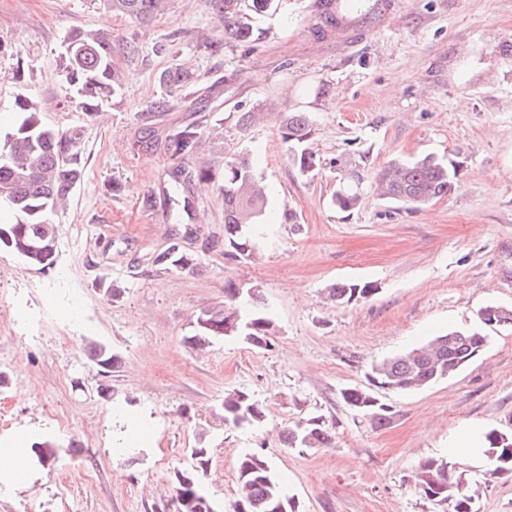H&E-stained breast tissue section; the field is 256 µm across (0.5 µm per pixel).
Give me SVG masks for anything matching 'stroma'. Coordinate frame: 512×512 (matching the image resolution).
<instances>
[{
	"instance_id": "stroma-1",
	"label": "stroma",
	"mask_w": 512,
	"mask_h": 512,
	"mask_svg": "<svg viewBox=\"0 0 512 512\" xmlns=\"http://www.w3.org/2000/svg\"><path fill=\"white\" fill-rule=\"evenodd\" d=\"M395 2L385 22L344 43L313 0H281L257 20L256 50L213 56L205 43L222 28L210 0H168L146 24L106 0H0V127L17 94L32 95L48 126L81 129L84 162L53 217L54 267L0 250V443L49 435L59 445L53 466L0 491V512H164L200 441L202 481L220 512H233L246 453L271 460L297 512H441L415 493L412 474L450 455L467 428L512 429V329H492L452 378L378 390L391 413L383 428L340 398L367 386L371 363L475 328L486 305L512 308V0ZM76 28L141 47L118 60L120 94L91 112L60 67ZM175 64L214 89L200 155L213 179L186 186L189 211L145 210L143 194L169 190V164L132 142L140 113L167 92L160 73ZM243 112L261 118L243 126ZM291 112L310 118L313 172L293 165L281 138ZM428 154L457 162L455 192L417 208L378 196L375 176L389 162ZM232 159L251 161L271 191L246 262L208 246L224 238ZM351 183L360 202L339 211L331 197ZM175 243L197 254L195 270L150 264ZM228 280L258 287L275 323L269 348L238 337L202 352L187 344L198 314L223 305ZM338 282L374 292L334 305ZM91 340L118 354L111 374L88 360ZM233 390L265 405L262 425L225 424ZM315 416L331 447H285L286 429ZM126 442L140 455L118 453ZM452 457L476 489L475 512H512V474L491 478L487 463Z\"/></svg>"
}]
</instances>
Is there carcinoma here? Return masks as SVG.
<instances>
[{
  "instance_id": "cac0c4a2",
  "label": "carcinoma",
  "mask_w": 512,
  "mask_h": 512,
  "mask_svg": "<svg viewBox=\"0 0 512 512\" xmlns=\"http://www.w3.org/2000/svg\"><path fill=\"white\" fill-rule=\"evenodd\" d=\"M112 10L141 23L150 21L164 9L166 0H107ZM224 36L207 42L212 55H220L224 48L235 45L249 51L259 40L254 19L277 8V0H211ZM68 39L74 44L73 53L65 54L64 72L75 89L80 105L89 112L99 102L118 95L123 84L122 73L114 61V52L134 56L139 53L134 42L116 49L109 34L101 31L73 30ZM169 96L174 97L192 87L193 75L179 66H171L161 73ZM170 109V100L156 103L141 116L146 135L135 146L151 145L156 114ZM15 118L6 129H0V208L12 213L13 220H0V248L19 256L27 265L38 270L53 266L57 252V225L52 216L71 196L83 174L81 159L75 147L81 132L73 129L59 132L48 127L42 118L41 103L30 96L15 100ZM282 139L288 145L289 159L302 172L313 171L316 156L305 146L311 133L310 120L304 112L288 114L281 126ZM202 130L198 122L169 128L163 138V148L170 161V177L174 182L166 205L188 208V197H180L184 182L212 178L211 169L200 166L186 169V163L199 154ZM458 169L452 161L425 156L412 161L390 162L378 175L383 196L409 206H418L453 192ZM268 202V188L254 170L253 164L242 161L224 163V257L246 261L254 253V228L259 224ZM359 202V194L341 188L332 196L337 209L348 212ZM152 266L163 270L190 271L197 266V258L180 252L175 247L157 252L150 257ZM242 288L232 280L224 283L227 301L224 305L200 313L194 334L187 343L202 349L220 337L247 338V343L268 347L273 331V320L260 295H255L251 311L242 308ZM375 292L369 284L340 282L329 288V298L338 304H348L356 298H366ZM489 336L480 331H450L435 336L405 353L384 359L371 367L367 388L348 387L341 397L348 407L370 418L381 428L390 422V410L380 402L375 389L414 391L445 378L450 367H463L488 342ZM441 341L432 347L435 341ZM88 359L103 374L112 372L118 356L108 345L92 341L87 346ZM224 423L257 427L266 417L263 404L249 393L234 390L225 394ZM487 446L484 455L490 462L489 477L512 473V433L492 429L485 434ZM332 441V435L319 417L300 421L287 429L284 444L289 448H322ZM56 441L41 436L31 445L36 462L45 467L54 460ZM209 449L203 439L191 449L196 468L175 472L172 503L174 512H194L184 501L186 485L194 486L204 496L201 472L209 462ZM413 487L421 497L450 512H474V496L466 486L463 473L456 464L442 457L428 459L414 475ZM234 512H295L294 497L288 495L279 481L271 460L260 454L246 453L239 458L236 468V501Z\"/></svg>"
}]
</instances>
